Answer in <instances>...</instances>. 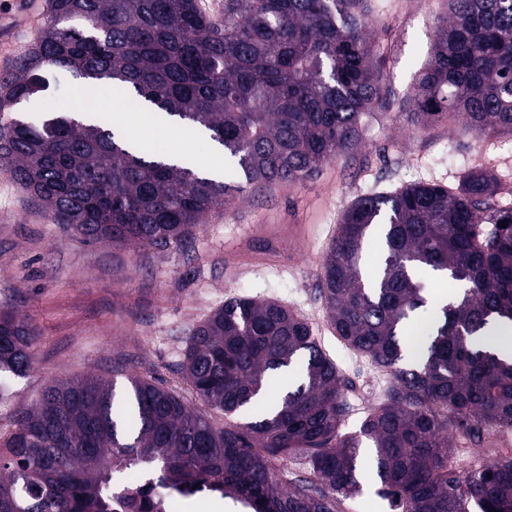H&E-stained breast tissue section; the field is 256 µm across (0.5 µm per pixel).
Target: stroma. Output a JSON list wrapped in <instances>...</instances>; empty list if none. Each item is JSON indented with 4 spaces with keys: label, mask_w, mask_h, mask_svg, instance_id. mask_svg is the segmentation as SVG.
<instances>
[{
    "label": "stroma",
    "mask_w": 512,
    "mask_h": 512,
    "mask_svg": "<svg viewBox=\"0 0 512 512\" xmlns=\"http://www.w3.org/2000/svg\"><path fill=\"white\" fill-rule=\"evenodd\" d=\"M368 19L384 55L385 103L360 146L326 163L303 184L249 194L210 213L190 239L164 249L89 244L52 223L0 169V308L16 309L38 327L36 361L0 397V432L53 382L86 376L162 383L190 404L195 392L181 362L194 326L230 297L248 294L287 303L309 318L347 382L344 428L358 430L382 387L370 361L330 332L321 296L323 258L337 221L357 197L414 182L455 185L475 165L497 177V206L512 208V137L488 136L443 121L420 132L401 112L424 66L446 0H368ZM306 225V241L280 235L285 263L259 264L269 226Z\"/></svg>",
    "instance_id": "35a3bbf8"
}]
</instances>
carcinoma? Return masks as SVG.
<instances>
[{
	"label": "carcinoma",
	"mask_w": 512,
	"mask_h": 512,
	"mask_svg": "<svg viewBox=\"0 0 512 512\" xmlns=\"http://www.w3.org/2000/svg\"><path fill=\"white\" fill-rule=\"evenodd\" d=\"M49 19L0 80V165L85 242L164 248L246 194L302 184L356 148L383 102V46L365 0H49ZM407 119L425 131L453 116L512 135V0H448ZM66 72L88 96L149 104L164 125L224 147L231 181L127 141L101 112L37 120L21 107ZM485 168L450 189L417 182L358 197L338 219L322 264L331 332L390 373L359 430L336 362L307 319L250 295L224 301L186 341L182 371L198 398L237 422L217 427L165 387L132 377L48 385L0 436V512H112L113 474L156 469L179 493L217 489L253 512H339L364 470L401 512H512V460L461 472L452 438L480 446L512 430V360L479 342L512 323V213L493 204ZM373 273L364 250L376 231ZM430 270L461 291L422 318ZM33 323L0 309V374L35 362ZM295 373L286 389L277 374ZM305 458L309 475L294 472Z\"/></svg>",
	"instance_id": "1"
}]
</instances>
